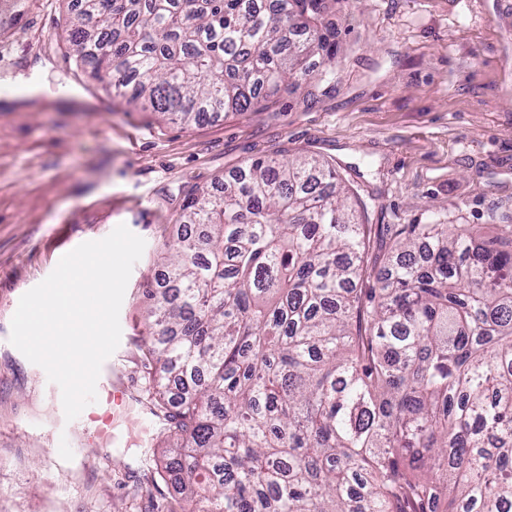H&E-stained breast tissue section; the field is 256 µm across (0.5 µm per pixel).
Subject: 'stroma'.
<instances>
[{
  "mask_svg": "<svg viewBox=\"0 0 512 512\" xmlns=\"http://www.w3.org/2000/svg\"><path fill=\"white\" fill-rule=\"evenodd\" d=\"M65 0H25L0 37V78L18 92L80 88V112L0 111V512L131 506L128 473L160 445L140 402L97 423L66 421L56 384L9 341L20 297L59 254L126 225L145 241L121 305L124 378L142 393L147 288L177 237L186 193L219 189L246 162L313 155L336 163L371 204L370 256L386 264L401 224H512V0H333L323 25L336 78L283 85L249 112L185 125L127 105L77 68L62 38ZM47 62L46 71L31 67Z\"/></svg>",
  "mask_w": 512,
  "mask_h": 512,
  "instance_id": "obj_1",
  "label": "stroma"
}]
</instances>
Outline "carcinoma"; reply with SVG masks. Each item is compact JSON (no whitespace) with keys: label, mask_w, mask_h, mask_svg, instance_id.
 <instances>
[{"label":"carcinoma","mask_w":512,"mask_h":512,"mask_svg":"<svg viewBox=\"0 0 512 512\" xmlns=\"http://www.w3.org/2000/svg\"><path fill=\"white\" fill-rule=\"evenodd\" d=\"M76 64L185 124L306 75L329 0H70ZM144 340L180 512H512V228L404 224L370 287L333 163L254 159L187 194Z\"/></svg>","instance_id":"obj_1"}]
</instances>
